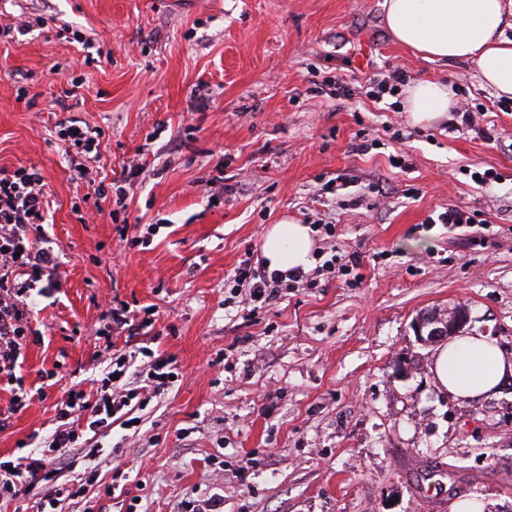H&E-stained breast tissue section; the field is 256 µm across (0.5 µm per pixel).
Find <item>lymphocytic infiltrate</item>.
I'll return each instance as SVG.
<instances>
[{
    "label": "lymphocytic infiltrate",
    "mask_w": 512,
    "mask_h": 512,
    "mask_svg": "<svg viewBox=\"0 0 512 512\" xmlns=\"http://www.w3.org/2000/svg\"><path fill=\"white\" fill-rule=\"evenodd\" d=\"M57 136L67 152L98 159L100 137L81 120H61ZM49 204V193L39 170L0 169V381L14 385L8 412H0L1 428L6 427L9 413L17 412L32 399L31 392L19 383L17 371L29 345L43 339L42 332L32 326L36 299L62 286V262L43 227ZM228 281L235 289L236 308L250 316L269 306L283 291L314 285L313 277L304 270L275 272L251 256L238 263ZM100 319L96 334L107 339L109 371L98 380L95 393H86L78 382L64 391L55 405L56 427L47 445L0 461V498L36 490L64 457L83 459L84 471L58 488L57 496L84 493L97 479L92 458L82 455L86 432L107 431L116 423L129 431L136 429L139 410L169 390L176 370L173 357L154 355L146 346L138 352L125 353L116 350L113 343L117 336H151L156 323L155 307L149 305L136 312L123 303L110 304ZM139 355L146 359V370L142 373L134 368Z\"/></svg>",
    "instance_id": "lymphocytic-infiltrate-1"
}]
</instances>
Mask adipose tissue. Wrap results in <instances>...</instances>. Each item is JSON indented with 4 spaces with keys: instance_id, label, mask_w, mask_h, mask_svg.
Segmentation results:
<instances>
[{
    "instance_id": "obj_1",
    "label": "adipose tissue",
    "mask_w": 512,
    "mask_h": 512,
    "mask_svg": "<svg viewBox=\"0 0 512 512\" xmlns=\"http://www.w3.org/2000/svg\"><path fill=\"white\" fill-rule=\"evenodd\" d=\"M384 22L399 45L429 60L471 61L481 83L496 97L512 98V11L502 0H384ZM455 104L451 85L420 81L405 89L403 109L414 124H431ZM315 242L309 226L288 219L271 225L261 241L269 269H309L315 261ZM438 391L464 402L500 391L512 381V357L487 336L466 334L439 345L431 366Z\"/></svg>"
}]
</instances>
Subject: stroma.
<instances>
[{"instance_id":"35a3bbf8","label":"stroma","mask_w":512,"mask_h":512,"mask_svg":"<svg viewBox=\"0 0 512 512\" xmlns=\"http://www.w3.org/2000/svg\"><path fill=\"white\" fill-rule=\"evenodd\" d=\"M383 2L0 0V25L32 24L0 40V168L40 170L65 279L39 301L44 341L21 369L44 395L0 431V459L20 456L30 434L47 440L63 388L105 376L92 336L103 301L155 306L151 347L179 372L131 441L117 426L89 438L99 485L56 512H186L207 498L222 512H451L463 500L512 512V382L470 403L438 392L436 345L413 330L421 312L461 306L468 328L512 355V112L468 61L395 44ZM62 25L99 60L83 64ZM395 69L410 84L463 85L493 120L490 138L444 119L413 125L390 99L369 98L368 77ZM76 77L78 98L54 102ZM69 116L105 131L79 184L56 136ZM132 160L145 171L119 215L128 237H146L137 247L108 216L74 208ZM475 164L501 180L477 187ZM336 177L355 180L363 206L316 202ZM451 204L491 221L494 236L427 223ZM312 213L335 224L338 252L362 255L361 282L325 274L252 318L225 307L246 249L281 217Z\"/></svg>"}]
</instances>
